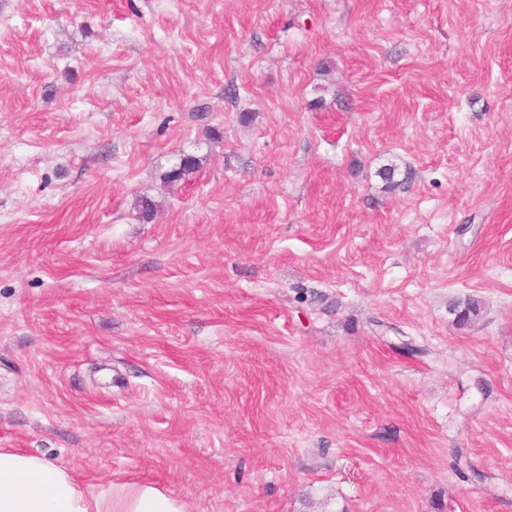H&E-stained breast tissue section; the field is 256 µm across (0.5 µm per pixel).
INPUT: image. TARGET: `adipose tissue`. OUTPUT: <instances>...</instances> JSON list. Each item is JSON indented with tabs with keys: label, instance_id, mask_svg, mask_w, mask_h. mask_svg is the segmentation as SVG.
Instances as JSON below:
<instances>
[{
	"label": "adipose tissue",
	"instance_id": "ef3b65f1",
	"mask_svg": "<svg viewBox=\"0 0 512 512\" xmlns=\"http://www.w3.org/2000/svg\"><path fill=\"white\" fill-rule=\"evenodd\" d=\"M0 512H103L58 466L41 458L0 450ZM112 512H184L176 499L144 486L126 489Z\"/></svg>",
	"mask_w": 512,
	"mask_h": 512
}]
</instances>
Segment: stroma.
I'll return each instance as SVG.
<instances>
[{
  "mask_svg": "<svg viewBox=\"0 0 512 512\" xmlns=\"http://www.w3.org/2000/svg\"><path fill=\"white\" fill-rule=\"evenodd\" d=\"M0 449L512 512V0H0Z\"/></svg>",
  "mask_w": 512,
  "mask_h": 512,
  "instance_id": "obj_1",
  "label": "stroma"
}]
</instances>
